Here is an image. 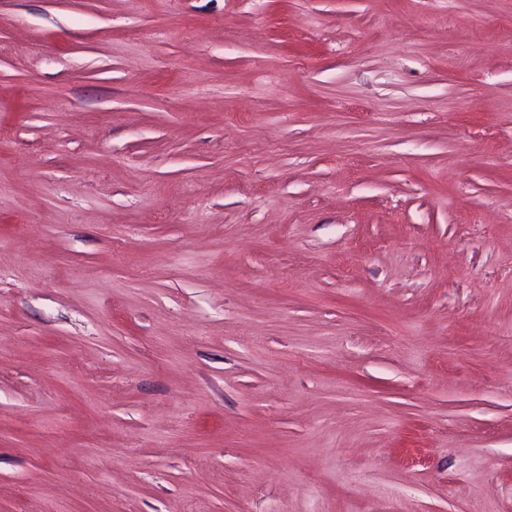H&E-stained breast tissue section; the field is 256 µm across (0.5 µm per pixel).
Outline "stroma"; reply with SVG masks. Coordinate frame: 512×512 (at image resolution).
Masks as SVG:
<instances>
[{"instance_id":"35a3bbf8","label":"stroma","mask_w":512,"mask_h":512,"mask_svg":"<svg viewBox=\"0 0 512 512\" xmlns=\"http://www.w3.org/2000/svg\"><path fill=\"white\" fill-rule=\"evenodd\" d=\"M0 512H512V0H0Z\"/></svg>"}]
</instances>
